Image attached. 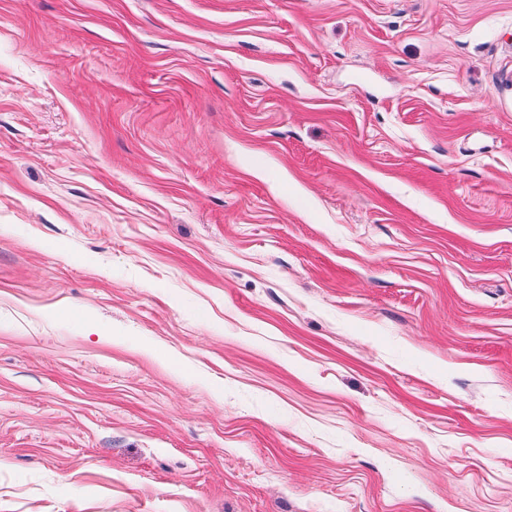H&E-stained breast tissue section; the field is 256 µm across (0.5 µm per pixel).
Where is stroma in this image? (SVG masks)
<instances>
[{
  "label": "stroma",
  "mask_w": 512,
  "mask_h": 512,
  "mask_svg": "<svg viewBox=\"0 0 512 512\" xmlns=\"http://www.w3.org/2000/svg\"><path fill=\"white\" fill-rule=\"evenodd\" d=\"M0 512H512V0H0Z\"/></svg>",
  "instance_id": "35a3bbf8"
}]
</instances>
